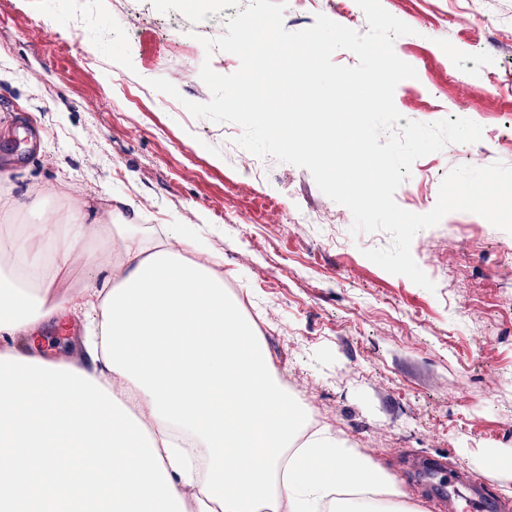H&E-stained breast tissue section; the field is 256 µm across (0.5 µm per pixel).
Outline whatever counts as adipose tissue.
<instances>
[{"instance_id": "ef3b65f1", "label": "adipose tissue", "mask_w": 512, "mask_h": 512, "mask_svg": "<svg viewBox=\"0 0 512 512\" xmlns=\"http://www.w3.org/2000/svg\"><path fill=\"white\" fill-rule=\"evenodd\" d=\"M107 217L22 225L0 265V512H322L342 487L335 512H422L330 429L294 445L309 412L248 343L214 253ZM77 263L86 285L57 294ZM74 316L79 361L46 357L36 335Z\"/></svg>"}]
</instances>
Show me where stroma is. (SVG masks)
<instances>
[{"mask_svg": "<svg viewBox=\"0 0 512 512\" xmlns=\"http://www.w3.org/2000/svg\"><path fill=\"white\" fill-rule=\"evenodd\" d=\"M250 0H92L83 27L57 0H13L0 24V160H15L0 198H74L132 208L141 224L205 231L224 256V287L259 317L266 354L294 379L293 401L314 408L347 446L394 476L424 512H446L413 472L419 458L468 470L487 495L512 505V476L491 459L512 460V234L483 217L452 212L420 231L412 255L435 283L427 291L393 275L364 251L388 233L351 235L350 211L327 197L303 167L266 158L261 179L244 172L250 155L224 145V126L191 115L185 101L211 92L204 59L238 70L237 57L168 53V42L209 38ZM501 20L498 31L480 16ZM392 13L412 34L394 49L417 76L398 84L394 102L412 121L468 118L483 137L449 144L416 160L412 187L395 201L424 214L457 165H512V0H410ZM166 78L172 98L149 81ZM440 109L419 112L411 100ZM232 198L236 223L219 217ZM263 207L260 223L249 217ZM314 209L322 224L291 214Z\"/></svg>", "mask_w": 512, "mask_h": 512, "instance_id": "1", "label": "stroma"}]
</instances>
